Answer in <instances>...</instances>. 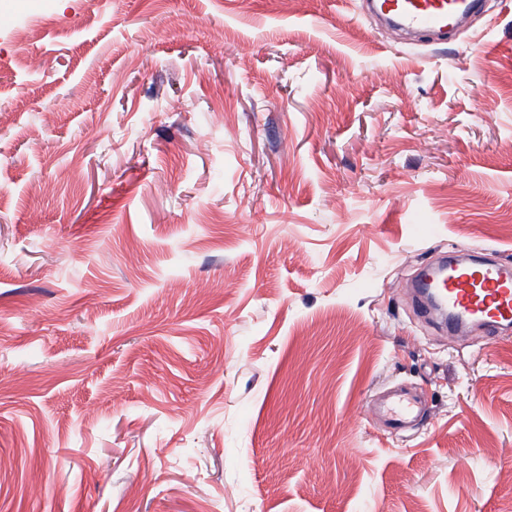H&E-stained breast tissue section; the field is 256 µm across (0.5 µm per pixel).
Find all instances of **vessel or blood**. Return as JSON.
<instances>
[{"mask_svg": "<svg viewBox=\"0 0 512 512\" xmlns=\"http://www.w3.org/2000/svg\"><path fill=\"white\" fill-rule=\"evenodd\" d=\"M380 15L411 33L447 38L463 13L476 9L479 0H375ZM412 286L428 316L460 331L467 324L494 336L512 323V266L496 260L461 264L438 259L427 265ZM384 411L393 429L400 430L416 418L415 399L392 395Z\"/></svg>", "mask_w": 512, "mask_h": 512, "instance_id": "obj_1", "label": "vessel or blood"}]
</instances>
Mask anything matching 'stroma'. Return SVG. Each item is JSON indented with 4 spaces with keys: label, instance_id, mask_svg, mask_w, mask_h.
<instances>
[{
    "label": "stroma",
    "instance_id": "stroma-1",
    "mask_svg": "<svg viewBox=\"0 0 512 512\" xmlns=\"http://www.w3.org/2000/svg\"><path fill=\"white\" fill-rule=\"evenodd\" d=\"M460 247L512 264V0H0V512H512V334L409 288ZM380 15L388 16L400 29L435 34L446 39L462 13L479 6V0H375ZM388 422L393 429L401 430L420 412L418 402L404 394H393L385 408Z\"/></svg>",
    "mask_w": 512,
    "mask_h": 512
}]
</instances>
